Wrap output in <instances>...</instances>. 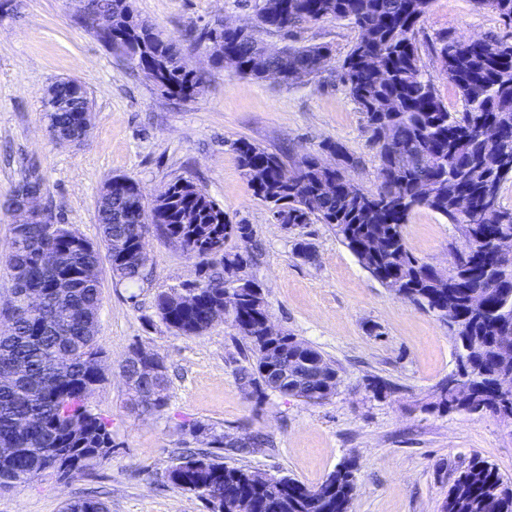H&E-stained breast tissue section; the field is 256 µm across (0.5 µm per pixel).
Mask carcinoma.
<instances>
[{
	"mask_svg": "<svg viewBox=\"0 0 512 512\" xmlns=\"http://www.w3.org/2000/svg\"><path fill=\"white\" fill-rule=\"evenodd\" d=\"M101 10L124 26L93 32L132 68L166 86L170 97L189 99L198 94L202 79L181 60L177 43L139 20L130 0H96ZM430 0H255L260 27L282 33L292 43L273 53L255 37L253 29H230L218 22L204 29L194 42L212 49L217 68L260 79L273 70L301 67L316 75L326 63L315 64L323 46L297 44V30L313 22L346 20L358 30V40L342 64L343 80L364 115L376 150L377 189L352 187L346 176L361 161L338 142L321 151L337 158L333 167L317 154L295 163L296 175L284 173L285 153L270 152L246 140L235 150L240 168L254 196L281 220L279 202L288 208L286 223L303 228L327 224L359 263L395 297L433 314L448 325L456 356L463 362L435 389L433 408L443 411L497 413L491 396L500 380L512 383V257L494 254L493 242L503 228L512 230V211L501 202L483 209L487 189L500 197L512 180V43L494 36L465 48L445 36L439 56L448 79L455 85L464 111L449 112L432 80L422 71L416 31ZM137 59L125 57L137 42ZM55 95L74 99L66 112L42 100L49 133L84 143L90 128L84 113L92 108L89 92L68 82L53 83ZM494 128L497 140L488 146L482 130ZM18 192H43L41 176H25L5 202L16 203ZM475 207L471 218L460 214L459 201ZM428 208L470 239L479 260L454 258L440 271L414 257L406 247L403 224L411 211ZM97 219L102 246L88 241L47 211L35 224L12 228L9 252L0 257L12 288L18 294L35 293L39 303L18 307L13 320L0 330V489L28 486L66 460L80 479L112 455L109 420L96 412L91 398L105 381L95 366V346L101 306L100 249H105L112 274L120 281L147 278L146 256L136 250L147 224L176 243L203 265L193 302L185 303L163 292L156 298L158 318L183 335H201L215 321L228 318L244 342L247 355L239 366L238 381L254 393L268 391L320 404L336 394L335 365L309 343L280 332L267 333L270 316L264 292L251 305L234 298L247 287H260L246 270L256 266L260 248L242 250L227 242L253 237L248 224H233L224 208L196 183L177 179L165 185L151 201L122 189L99 197ZM123 245L128 255L112 253ZM44 254L63 262L47 266ZM306 357L322 364L324 378L312 380L310 368L296 381L281 382L279 375L292 359ZM136 414L156 413L166 405L167 366L149 376L142 371L140 348L131 350L121 365ZM191 435L211 437L209 444L224 447V436L201 422L188 425ZM354 461L341 464L320 484L316 496L309 486L288 476L269 475L224 464L223 457L207 450L182 453L167 469V480L208 504L229 505L239 499L253 503V512H348L356 485ZM64 512H108L104 502L83 498L69 501ZM443 512H512V480L479 457L460 470L448 490Z\"/></svg>",
	"mask_w": 512,
	"mask_h": 512,
	"instance_id": "obj_1",
	"label": "carcinoma"
}]
</instances>
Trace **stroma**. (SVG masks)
Returning <instances> with one entry per match:
<instances>
[{
    "instance_id": "stroma-1",
    "label": "stroma",
    "mask_w": 512,
    "mask_h": 512,
    "mask_svg": "<svg viewBox=\"0 0 512 512\" xmlns=\"http://www.w3.org/2000/svg\"><path fill=\"white\" fill-rule=\"evenodd\" d=\"M14 5L0 17V255L9 250L14 220L3 203L28 170L44 179L41 206L93 243L101 239L97 201L113 177L136 180L149 197L174 179L191 180L232 223L252 226L263 246L252 274L263 286L273 324L334 361L340 384L334 397L316 405L278 393L248 394L236 378L242 343L230 323L186 336L159 320L157 294L198 279L199 263L147 233V280L121 282L109 261L100 267L96 345L106 381L92 405L111 424V456L76 481L47 476L0 490V512H61L66 501L89 495L99 496L109 512H208L204 501L166 479L176 452L196 446L186 429L195 421L229 438L265 434L268 447L255 452L223 449L225 464L310 486L355 460L349 512H442L458 471L476 456L512 477V420L431 407L436 385L456 368L447 325L393 296L330 226L289 230L277 223L239 167L233 145L240 140L294 160L337 141L362 160L349 178L375 190L378 161L342 79V61L358 37L352 25H306L299 43L327 47V66L285 84L212 67L189 37L218 20L251 21V0H132L138 17L177 40L186 65L203 77L199 94L176 101L75 23L72 0ZM442 35L511 39L512 23L475 0H431L416 35L420 64L448 111L458 112L462 101L433 51ZM64 78L83 83L93 101L91 134L79 146L56 143L47 132L43 91ZM403 235L415 257L443 270L467 246L454 226L426 208L410 213ZM298 238L312 243L314 262L295 255ZM135 345L157 353L168 368L161 412L129 409L119 366ZM375 377L394 384V392L374 395L367 383Z\"/></svg>"
}]
</instances>
